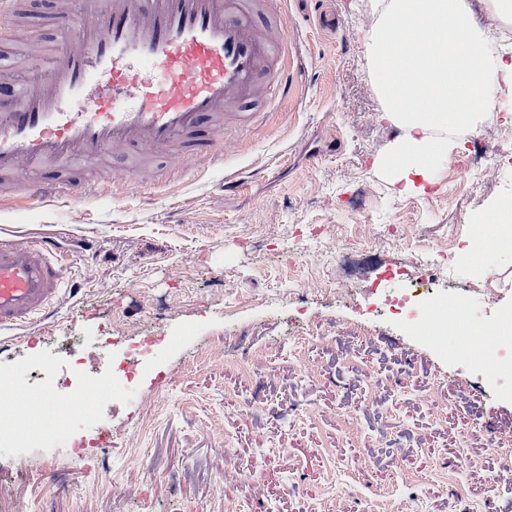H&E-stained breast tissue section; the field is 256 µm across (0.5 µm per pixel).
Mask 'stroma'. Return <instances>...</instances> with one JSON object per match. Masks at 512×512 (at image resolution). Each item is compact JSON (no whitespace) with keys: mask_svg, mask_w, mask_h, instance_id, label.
<instances>
[{"mask_svg":"<svg viewBox=\"0 0 512 512\" xmlns=\"http://www.w3.org/2000/svg\"><path fill=\"white\" fill-rule=\"evenodd\" d=\"M378 0H284L292 88L257 122L226 136L224 166L164 175L133 194L98 190L77 204L0 200V233L54 236L89 313L61 309L0 351L24 384L62 369L74 348L84 381L111 380L129 360L100 333L152 327L135 383L92 416L60 418L35 397L38 438L0 446V512H363L376 496L398 512H512V483L489 490L493 436L512 435V383L482 374L474 353L444 354L386 305L410 283L385 277L413 249L446 241L472 213L512 200V165L456 173L454 150L424 193L405 194L379 170L399 128L365 57ZM247 180L227 192L225 177ZM308 224L365 240L358 269L308 254ZM386 224H409L408 246L368 245ZM276 263H268L269 255ZM494 275H484L485 267ZM235 274L225 287L226 271ZM319 284L307 303L288 291ZM423 288L472 289L468 322L512 311V253L431 266ZM252 345L242 371L236 335ZM112 430V468L99 482L71 446ZM55 465L41 479L42 458ZM260 466V480L248 471ZM468 489L459 502L453 483Z\"/></svg>","mask_w":512,"mask_h":512,"instance_id":"obj_1","label":"stroma"}]
</instances>
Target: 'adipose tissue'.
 I'll return each mask as SVG.
<instances>
[{
  "label": "adipose tissue",
  "instance_id": "adipose-tissue-1",
  "mask_svg": "<svg viewBox=\"0 0 512 512\" xmlns=\"http://www.w3.org/2000/svg\"><path fill=\"white\" fill-rule=\"evenodd\" d=\"M401 27L411 34L405 45L392 36ZM487 43L466 0H386L364 47L386 116L403 131L382 159L403 192L424 191L462 136L476 132L474 99L491 109L512 98V59L485 60Z\"/></svg>",
  "mask_w": 512,
  "mask_h": 512
}]
</instances>
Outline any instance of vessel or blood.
<instances>
[{
  "instance_id": "obj_1",
  "label": "vessel or blood",
  "mask_w": 512,
  "mask_h": 512,
  "mask_svg": "<svg viewBox=\"0 0 512 512\" xmlns=\"http://www.w3.org/2000/svg\"><path fill=\"white\" fill-rule=\"evenodd\" d=\"M279 0H64L55 46L5 48L0 82V182L27 199L70 201L90 182H62L77 165L128 160L114 175L136 190L155 185L157 159L223 163L228 128L255 119L248 102L288 94L292 39L254 19ZM67 265L53 240L0 236V337L59 311Z\"/></svg>"
}]
</instances>
